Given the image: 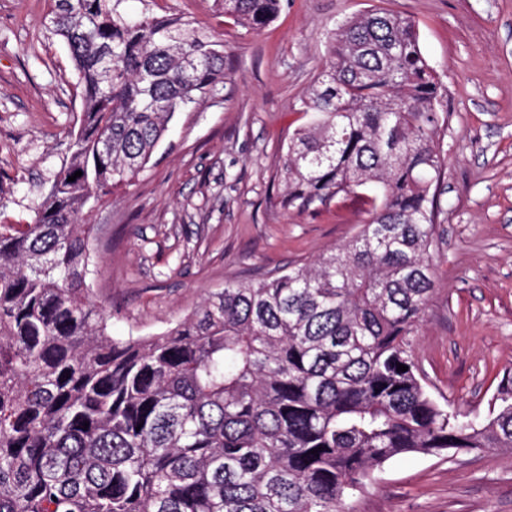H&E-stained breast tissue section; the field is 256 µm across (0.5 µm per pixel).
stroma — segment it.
Masks as SVG:
<instances>
[{
    "mask_svg": "<svg viewBox=\"0 0 512 512\" xmlns=\"http://www.w3.org/2000/svg\"><path fill=\"white\" fill-rule=\"evenodd\" d=\"M380 6L411 18L444 89L445 159L431 248L436 289L413 338L432 397L481 422L512 373V0H285L253 31L218 0H151L193 20L231 59L204 101L178 113L157 162L92 216L93 299L114 336H151L228 283L312 263L369 219L355 196L312 210L284 202L299 101L329 61L336 26ZM49 0H0V224H28L69 154L84 89L49 37ZM353 512H512V451L386 462Z\"/></svg>",
    "mask_w": 512,
    "mask_h": 512,
    "instance_id": "obj_1",
    "label": "stroma"
}]
</instances>
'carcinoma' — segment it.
I'll list each match as a JSON object with an SVG mask.
<instances>
[{
	"label": "carcinoma",
	"mask_w": 512,
	"mask_h": 512,
	"mask_svg": "<svg viewBox=\"0 0 512 512\" xmlns=\"http://www.w3.org/2000/svg\"><path fill=\"white\" fill-rule=\"evenodd\" d=\"M50 2L84 105L33 222L0 224V512H350L397 456L512 449L511 380L489 420H461L413 355L448 118L413 20L374 8L339 25L283 159L288 206L363 194L370 222L308 267L227 284L134 338L108 335L91 298V211L224 83L227 54L125 0ZM218 2L259 30L284 0Z\"/></svg>",
	"instance_id": "cac0c4a2"
}]
</instances>
